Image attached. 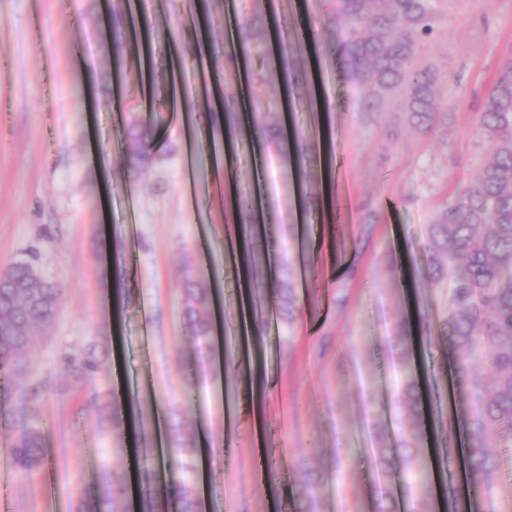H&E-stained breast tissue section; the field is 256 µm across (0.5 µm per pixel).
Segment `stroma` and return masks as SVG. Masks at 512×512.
Instances as JSON below:
<instances>
[{
	"mask_svg": "<svg viewBox=\"0 0 512 512\" xmlns=\"http://www.w3.org/2000/svg\"><path fill=\"white\" fill-rule=\"evenodd\" d=\"M151 22L147 65L117 59L112 0H0V270L32 265L59 289L52 328L34 336L20 375L40 396L42 463L22 475L12 439L0 429V512H80L110 481L132 480L118 379H137L134 436L156 459L158 443L183 441L181 482L194 470L196 512H291L305 474L319 478L320 512H374L390 497L398 512H420L400 478L386 481L372 450L401 440L400 358L427 381L445 382L437 335L447 290L426 269L427 228L457 187L471 183L490 145L480 107L503 60L512 57V0H445L431 55L439 90L459 109L430 132L412 126L398 101L363 112L361 96L332 47L320 0H139ZM276 41L288 18L311 39L296 57L300 78L249 85L256 121L293 137L282 155L235 125L232 179L210 161L188 203L183 161L193 134L210 130L213 99L202 82L236 98L239 76L260 68L246 57L228 72L213 50L252 14ZM151 130L143 167L127 154L131 117ZM248 188L261 206L251 248L254 280L293 290V321L277 333L260 327L256 352L266 379L257 393L244 368L219 369L239 347L242 280L231 264L225 225L236 211L208 207L215 191ZM138 233L127 237L126 197ZM213 287L209 346L186 316L188 277ZM121 293L113 304L107 277ZM417 321L418 337L400 330ZM94 354L92 381L77 386L67 359ZM199 392L185 402L188 375ZM489 382L475 367L455 390L449 413H462L459 447L479 414Z\"/></svg>",
	"mask_w": 512,
	"mask_h": 512,
	"instance_id": "35a3bbf8",
	"label": "stroma"
}]
</instances>
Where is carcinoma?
<instances>
[{"instance_id": "obj_1", "label": "carcinoma", "mask_w": 512, "mask_h": 512, "mask_svg": "<svg viewBox=\"0 0 512 512\" xmlns=\"http://www.w3.org/2000/svg\"><path fill=\"white\" fill-rule=\"evenodd\" d=\"M337 31V50L361 90L362 109L378 112L393 98L416 126L429 129L447 101L438 92L440 71L428 55L436 37L439 0H330ZM239 46L260 53L253 22L237 34ZM288 51L276 59L270 74L290 75ZM267 72H253L266 82ZM235 121V104L227 99L211 115L214 128ZM481 126L492 152L474 181L459 188L430 224L428 268L447 279L448 312L442 340L453 356L457 376L465 379L475 366L489 373L481 416L470 429L463 466L467 483L488 484L498 460L492 448L512 449V61L504 62L482 107ZM241 224L237 238L246 243L255 234L252 204L237 199ZM58 289L32 277L29 265L18 263L0 273V425L14 434L16 468L24 473L42 461V437L35 415L36 391L17 380L31 349L32 337L46 330L57 312ZM415 376L405 372L400 391L408 412L398 448H374L389 473L415 478L408 489L427 492V476L418 454L423 419L414 405ZM317 483L309 480L294 512H316ZM126 486L116 483L102 503L107 512H125ZM143 512H195L193 490L184 483L143 499Z\"/></svg>"}]
</instances>
